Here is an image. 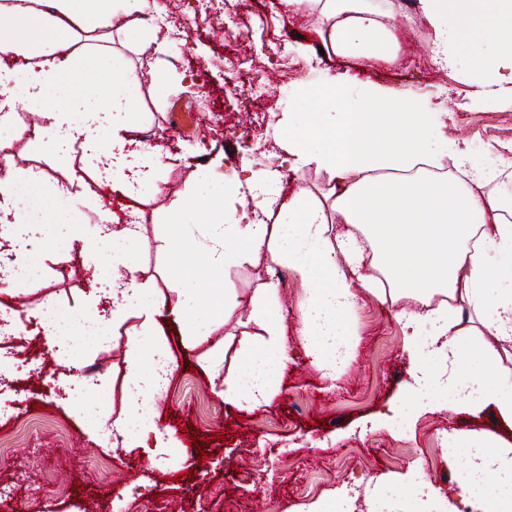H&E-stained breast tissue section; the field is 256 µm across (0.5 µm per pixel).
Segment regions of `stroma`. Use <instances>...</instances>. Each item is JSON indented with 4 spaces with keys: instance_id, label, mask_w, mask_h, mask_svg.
I'll list each match as a JSON object with an SVG mask.
<instances>
[{
    "instance_id": "1",
    "label": "stroma",
    "mask_w": 512,
    "mask_h": 512,
    "mask_svg": "<svg viewBox=\"0 0 512 512\" xmlns=\"http://www.w3.org/2000/svg\"><path fill=\"white\" fill-rule=\"evenodd\" d=\"M160 2L176 32L167 53L140 54L124 45L119 51L141 81L143 126L151 134V145L167 149L169 140L178 142L167 149L168 166L157 185L143 190L139 208L144 235L132 250L139 279L161 296L185 284L205 290L215 279L194 252L192 240L182 241L176 249L170 246L180 224L190 219L183 203L197 194L190 179L197 165H210L218 157L235 160L238 192L225 194L220 167L214 169L206 190L242 224L265 217L241 188L250 173L280 171L281 183L269 186L268 192L283 201L296 193H327L328 175L294 170L273 129L275 114L290 108L309 111L306 95L318 87L323 73L353 89L365 82L379 83L426 103L443 115L442 126L426 131V139L459 141L475 162L485 160L488 147L512 142V108L494 99L476 103L470 97L472 88L465 77L477 45H466L453 73L424 52V45L433 44L435 31L419 0L382 4L383 20L394 28L399 46L391 63L321 53L319 12L296 11L283 0H236L228 18L221 14L224 0H213L211 9L218 17L207 24L196 22L195 0ZM169 65L183 76L173 90L153 79L154 72ZM255 76L263 83L265 96L247 113L240 110L231 83ZM18 164L43 171L45 182L39 192L49 222L69 228L77 222H96L95 209L75 213L69 197L54 192L66 166L74 175L69 196L83 193L95 175L92 160L78 152L64 165L24 146ZM278 271L285 275L280 313L288 330L290 362L275 380L277 396L267 407L240 412L225 403L223 387L212 386L207 374L208 364L215 360L222 361L228 372L241 366L238 339L246 309L228 314L209 343L198 346L179 335L168 336L177 368L157 405L158 422L171 427L180 423L184 429L159 461L90 440L66 410L63 392L52 386L62 373L53 349L38 345L32 356L41 371L32 376L26 396L0 390V489L9 494L0 506L5 512H87L95 500L111 506L126 487L132 488L133 497L121 512H183L188 505L195 512H254L258 504L264 512H295L342 485L370 488L380 475L413 467L448 496L459 461L446 450L445 433L512 444V426L488 410L476 416L450 411L445 396L439 399L440 410L407 423L411 399L405 336L393 309L366 291H359L351 314L358 335L355 355L336 381L325 379L298 336L306 301L300 273L262 253L229 269L226 279L248 295ZM16 289L20 300L28 303L54 294L59 314L66 316L82 306L90 284L71 267L47 259L37 278L17 283ZM125 342L122 334L103 346L91 341L82 354L88 376L112 379L107 387L87 391L86 401L97 407L121 406L128 389ZM394 401L402 411L397 431L373 428V417ZM203 442L209 445L205 457L197 453Z\"/></svg>"
}]
</instances>
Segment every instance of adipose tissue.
<instances>
[{"label": "adipose tissue", "mask_w": 512, "mask_h": 512, "mask_svg": "<svg viewBox=\"0 0 512 512\" xmlns=\"http://www.w3.org/2000/svg\"><path fill=\"white\" fill-rule=\"evenodd\" d=\"M289 2L318 6L333 53L396 59L397 38L381 24L372 0ZM420 2L436 32V60L448 68L464 41L449 16L491 15L481 34L493 53L478 57L481 79L472 94L482 100L496 85L500 64H512V0ZM159 9L157 0H0V151L24 141L64 160L77 148L89 158L107 154L104 178L113 192L140 200L143 185L156 183L165 161L139 138L141 82L111 45L119 41L141 53L166 52L168 37L147 22ZM32 104L38 123H17L15 113ZM312 105L299 122V135L284 147L296 169L327 173L336 192L292 196L280 204L273 224H240L220 205L196 201L190 211L205 226L196 245L210 268L220 272L263 251L298 266L307 288L300 341L332 380L354 353L349 315L357 290L371 291L394 307L406 336L412 418L433 410V396L449 393L451 410L489 408L512 425V221L505 216L511 206L488 192L494 182H512V143L491 147L481 164L472 163L458 142L444 151L432 147L423 132L437 125L438 113L372 82L351 95L338 78L326 76ZM446 157L461 177L437 176ZM97 216L81 238V250L89 259L111 256L109 290L91 289L78 332L106 342L116 326L133 321L124 357L131 389L115 417L75 401L85 432L102 445L151 457L174 442L173 430L160 426L154 412L175 371L159 334L162 315L181 335L202 344L224 314L248 307L250 328L239 339L243 367L226 374L216 362L209 376L222 381L225 401L239 409L269 405L277 394L272 378L288 364L278 283L267 282L248 296L232 288L218 291L211 324L195 325L187 316L193 293L178 288L172 298L151 300L127 252L109 250L117 239L139 243L142 225L118 229L111 212ZM337 217L362 225L371 249L353 234L334 233ZM104 297L112 301L108 317L98 310ZM405 298L419 301L421 310L400 308ZM444 442L463 450L453 478L455 499L442 495L416 468L380 476L377 486H414L413 512H512V448L493 451L482 440L463 443L452 434ZM490 475L497 493L477 495Z\"/></svg>", "instance_id": "adipose-tissue-1"}]
</instances>
